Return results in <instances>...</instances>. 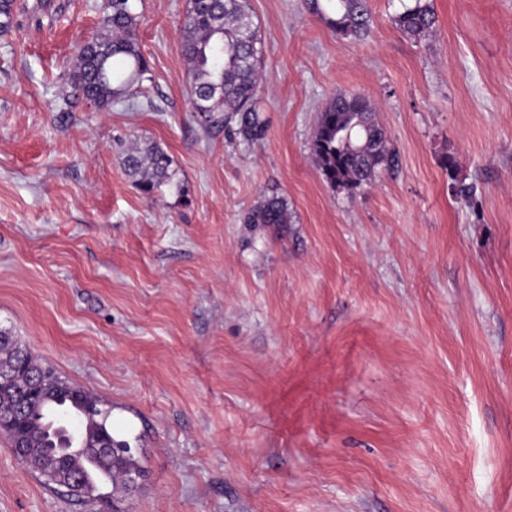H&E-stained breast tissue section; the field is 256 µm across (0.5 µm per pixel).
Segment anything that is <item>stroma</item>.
<instances>
[{
    "label": "stroma",
    "mask_w": 512,
    "mask_h": 512,
    "mask_svg": "<svg viewBox=\"0 0 512 512\" xmlns=\"http://www.w3.org/2000/svg\"><path fill=\"white\" fill-rule=\"evenodd\" d=\"M0 33V329L112 407L145 476L86 502L0 437V512H512V0L336 34L250 0L264 139L193 112L187 0H132L135 106L58 108L105 0H22ZM358 94L399 154L356 194L312 157ZM154 142L184 194L122 158ZM458 164L449 177L443 155ZM284 224H249L267 198ZM402 3L403 10L394 17L396 28L411 38H421L430 33L435 26V12L430 0H407Z\"/></svg>",
    "instance_id": "1"
}]
</instances>
